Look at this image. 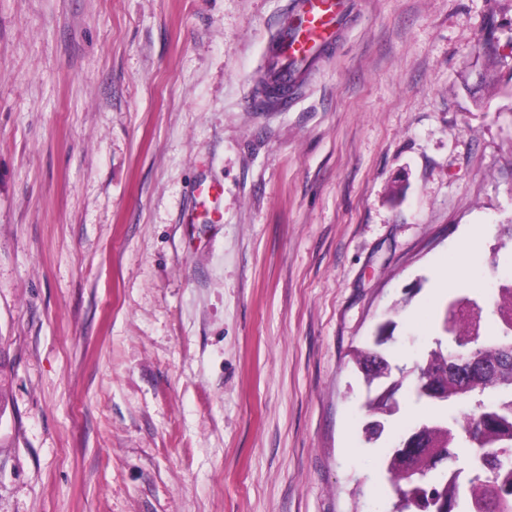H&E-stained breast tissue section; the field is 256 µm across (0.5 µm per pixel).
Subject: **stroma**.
I'll use <instances>...</instances> for the list:
<instances>
[{"label":"stroma","instance_id":"35a3bbf8","mask_svg":"<svg viewBox=\"0 0 512 512\" xmlns=\"http://www.w3.org/2000/svg\"><path fill=\"white\" fill-rule=\"evenodd\" d=\"M289 2L0 0V512H384L356 351L496 333L512 0H356L275 111Z\"/></svg>","mask_w":512,"mask_h":512}]
</instances>
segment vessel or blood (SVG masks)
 <instances>
[{
	"instance_id": "vessel-or-blood-1",
	"label": "vessel or blood",
	"mask_w": 512,
	"mask_h": 512,
	"mask_svg": "<svg viewBox=\"0 0 512 512\" xmlns=\"http://www.w3.org/2000/svg\"><path fill=\"white\" fill-rule=\"evenodd\" d=\"M347 5L348 0H296L290 22L278 24L271 37L273 54L266 60L260 97L287 105L300 89L301 73L319 63L335 42Z\"/></svg>"
}]
</instances>
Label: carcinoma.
I'll list each match as a JSON object with an SVG mask.
<instances>
[{
  "instance_id": "obj_1",
  "label": "carcinoma",
  "mask_w": 512,
  "mask_h": 512,
  "mask_svg": "<svg viewBox=\"0 0 512 512\" xmlns=\"http://www.w3.org/2000/svg\"><path fill=\"white\" fill-rule=\"evenodd\" d=\"M492 305L502 322L498 334L485 337L460 321L435 338L427 358L413 367L415 400L462 399L472 407L451 425L438 415L428 417L392 449L382 463L392 492L390 512H512V282L497 289ZM458 359L475 364L465 384L448 373ZM357 361L370 385L377 380L373 367L388 364L376 349L359 351ZM401 387L402 381L393 380L387 397L369 401L371 415H392ZM404 448L411 449V470L400 465ZM462 450L470 460L466 470L458 466Z\"/></svg>"
}]
</instances>
